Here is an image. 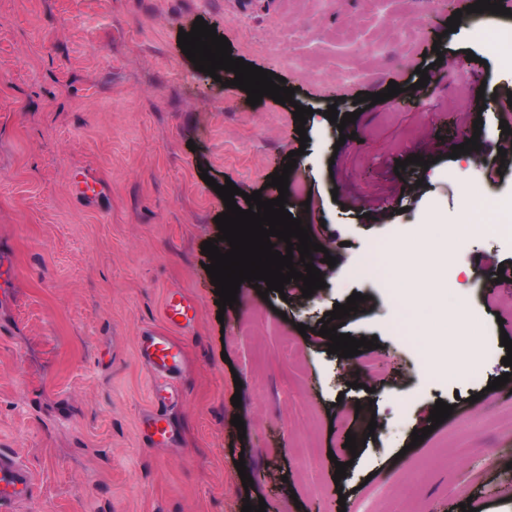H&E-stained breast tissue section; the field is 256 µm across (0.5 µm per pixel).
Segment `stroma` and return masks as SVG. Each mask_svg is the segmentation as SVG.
<instances>
[{
  "mask_svg": "<svg viewBox=\"0 0 512 512\" xmlns=\"http://www.w3.org/2000/svg\"><path fill=\"white\" fill-rule=\"evenodd\" d=\"M471 2L0 0V452L34 477L0 512H512V381L487 388L506 371L500 335L512 336V286H488L512 279V233H484L473 205L512 201V42L488 44L470 23L448 31ZM199 17L233 57L284 77L294 105L248 104L197 71L178 33ZM392 80L397 96L356 101ZM298 104L313 111L304 145ZM331 106L356 113L352 139L325 118ZM472 137L479 150L450 158ZM292 151L285 208L323 245L312 258L326 286L262 297L246 281L219 309L201 246L225 206L205 179L271 200L268 176ZM76 170L101 182V204L74 196ZM431 222L457 229L448 291L474 285L463 334L451 317L397 326L392 283L365 265L383 247L419 250ZM171 291L199 312L174 334L176 432L154 448L137 341L162 329ZM355 292L362 310L339 331L376 337L359 358L368 371L316 333ZM425 336L447 338L454 372L423 370ZM439 400L452 414L412 443Z\"/></svg>",
  "mask_w": 512,
  "mask_h": 512,
  "instance_id": "obj_1",
  "label": "stroma"
}]
</instances>
